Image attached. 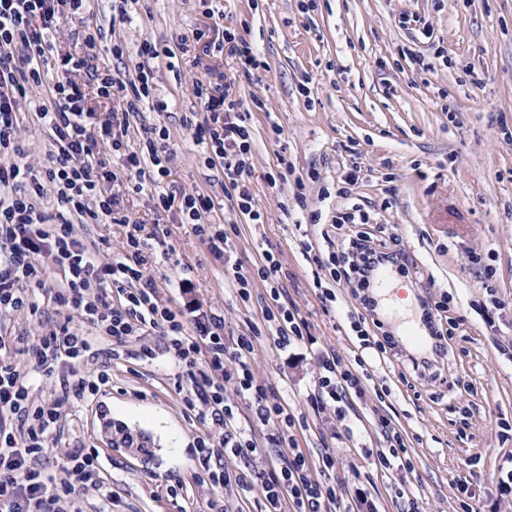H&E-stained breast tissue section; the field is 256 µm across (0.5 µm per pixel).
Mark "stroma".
Segmentation results:
<instances>
[{"instance_id": "1", "label": "stroma", "mask_w": 512, "mask_h": 512, "mask_svg": "<svg viewBox=\"0 0 512 512\" xmlns=\"http://www.w3.org/2000/svg\"><path fill=\"white\" fill-rule=\"evenodd\" d=\"M206 15L201 0H130L129 20L112 24L109 0H89L84 18L65 19L53 39L75 52L85 23L101 27L94 53L114 76L132 72L143 41L175 49L152 65L163 112L143 106L130 117L129 150L139 148L146 127L170 135L169 176L123 197L131 219L156 235L146 251L145 274L160 303L185 318L203 311L224 316L225 332H246L269 303L267 285L255 281L250 302L228 292L223 259L184 224L178 209L157 212L155 192L209 196L211 224L237 225L233 262L251 269L259 250L274 254L288 274V303L307 324L304 340L287 348L263 337L250 360L257 380L275 384L300 419V447L334 449L330 477L363 490L375 512H395L397 475L376 471L369 454L383 448L375 422L386 418L401 433L413 470L408 473L419 512H462L455 480L471 475L486 512H512V501L491 495L492 480L512 451V0H215ZM447 53L430 71L412 64L422 50V26ZM235 29L258 50L263 67L243 70L218 50L224 28ZM201 34L194 55L177 51L181 40ZM123 53H112L114 43ZM223 72L234 95L252 114V193L262 223H249L224 193V171L206 163L183 126L196 110L193 89L205 72ZM362 175L344 179L352 166ZM292 169L290 179L278 174ZM316 179H309V172ZM303 185H296V178ZM362 205L371 224L396 236L411 256L395 273L406 314L416 318V289L433 298L449 294L442 323L452 331L448 359L437 378L405 368L395 351L378 358L361 349L349 317L362 307L357 285L335 283L325 304L318 283L328 269L305 260L301 238L322 254L348 234L336 223L347 202ZM318 213L319 223L297 220ZM77 234L98 249L101 263L126 245L122 224H80ZM343 363L364 357L372 373L345 420L318 409L311 397L324 353ZM110 383L93 398L70 397L60 430L50 437L41 465L64 478L73 448L100 453L112 490V512H208L223 499L229 512H262L260 492L215 488L195 479V445L220 443L218 427L187 410L167 356L151 363H108ZM391 392L377 399L375 385ZM178 480V496L167 491Z\"/></svg>"}]
</instances>
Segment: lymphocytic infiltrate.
Wrapping results in <instances>:
<instances>
[{"label":"lymphocytic infiltrate","mask_w":512,"mask_h":512,"mask_svg":"<svg viewBox=\"0 0 512 512\" xmlns=\"http://www.w3.org/2000/svg\"><path fill=\"white\" fill-rule=\"evenodd\" d=\"M84 2L0 0V319L21 311L38 316L35 294L39 291L48 292L57 306L80 319L76 325L67 321L54 325L29 348L24 337L0 335V512H81L73 500L80 487L111 500L97 451L72 452L65 466L69 479L59 484L41 468L61 413L59 403L33 399L31 379H49L61 365L95 358L94 337L109 336L122 344L149 328L165 339L176 378L187 386L185 404L202 423L224 431L220 446L206 440L199 443L202 474L211 485L259 490L266 512H365L368 499H351L344 486L328 481L329 472L336 468L334 451L327 449L314 457L299 448L290 432L294 420L287 403L272 386L257 382L251 371L250 357L264 328H274V343L280 348L303 340L307 328L282 300V265L266 252L251 271L232 268L227 283L237 297L249 300L251 285L258 279L268 284L272 300L260 321L250 323L248 331L237 336H225L222 315L204 312L189 325L157 300L154 282L143 272L149 237L144 224L124 214L122 194L140 192L147 181L161 184L168 176V135L144 136L139 150L131 153L125 150V137L128 117L138 112L140 104L150 101L156 111L166 110V103L155 98L149 63L171 57L172 51L143 42L135 72L125 79L100 73L87 60L61 53L51 34ZM83 68L94 82L97 97L109 100L118 95L124 101L120 115L112 119L111 142L112 151L126 153L123 173L108 170L99 157L87 95L74 79ZM194 95L200 109L185 118V129L195 144L203 146L209 163L223 166L225 191L240 213L260 223L250 189L249 113L242 111L231 83L220 74L198 80ZM28 102L50 138L47 160L37 167L26 163L19 137L22 106ZM48 194L53 195L58 213L41 210L40 200ZM156 206L165 211L179 207L210 251L220 254L230 249L232 240L223 225L203 220L214 207L209 197L186 193L176 203L160 192ZM369 220L356 203L339 214L338 223L357 226L358 231L344 239L340 252L331 254L333 281L352 280L366 289L380 268L407 269L410 258L403 250L374 243L363 231ZM104 221L129 227L124 253L109 264L99 263L74 229L78 222ZM38 254L48 255L61 268L62 280L50 281L46 269L34 261ZM417 302L429 346L409 354L407 362L413 372L423 375L438 358L447 356L449 335L436 317L443 303L422 295ZM24 350L34 361L29 375L20 372L15 362L16 354ZM320 366L315 401L333 405L337 416L345 417L351 395L362 394L363 383L370 377L366 361L359 357L349 366L329 352ZM243 405L266 427V447H258L253 435L239 427L237 413ZM378 426L385 447L376 452L375 467L402 475L411 471L400 433L384 418ZM258 456L268 460L260 469L251 464ZM230 458L238 459V466H227Z\"/></svg>","instance_id":"lymphocytic-infiltrate-1"}]
</instances>
